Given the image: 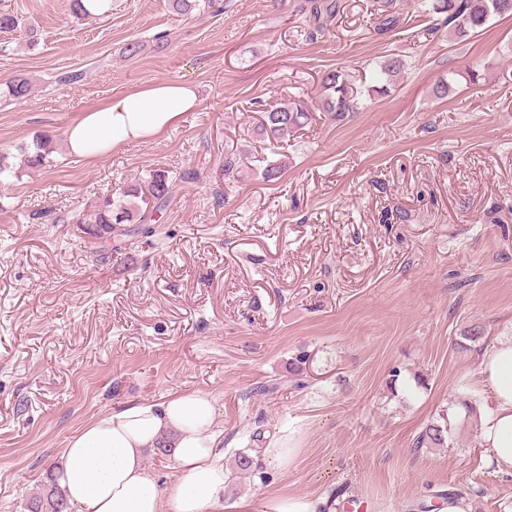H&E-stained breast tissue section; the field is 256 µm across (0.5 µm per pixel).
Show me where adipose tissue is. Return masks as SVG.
<instances>
[{
  "instance_id": "1",
  "label": "adipose tissue",
  "mask_w": 512,
  "mask_h": 512,
  "mask_svg": "<svg viewBox=\"0 0 512 512\" xmlns=\"http://www.w3.org/2000/svg\"><path fill=\"white\" fill-rule=\"evenodd\" d=\"M198 104L193 85L156 81L85 112L66 132L67 154L102 159L120 144L161 135ZM475 382L488 397L479 415L488 461L512 475V336L483 353ZM215 415L214 398L200 391L105 413L69 439L59 483L78 512H212L231 478L218 451L223 433ZM170 434L184 478L165 492L144 455Z\"/></svg>"
}]
</instances>
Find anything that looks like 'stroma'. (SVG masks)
I'll use <instances>...</instances> for the list:
<instances>
[{
	"label": "stroma",
	"mask_w": 512,
	"mask_h": 512,
	"mask_svg": "<svg viewBox=\"0 0 512 512\" xmlns=\"http://www.w3.org/2000/svg\"><path fill=\"white\" fill-rule=\"evenodd\" d=\"M222 2L112 0L79 18L71 0H0L21 20L0 36V83L31 84L0 97V512H25L81 427L184 391L216 400L223 512L291 496L409 512L463 487L471 512H501L512 476L489 465L477 414L452 418L447 447L414 440L512 336V16L459 39L393 0L380 35L382 0H338L315 36L301 0ZM392 54L406 73L389 93L340 120L321 112L324 71L359 83ZM160 79L193 84L197 109L107 158L67 157L83 112ZM293 100L313 119L271 149L259 108ZM39 136L54 151L34 167ZM156 169L197 178L176 182L153 236L69 223ZM245 449L256 465L241 473Z\"/></svg>",
	"instance_id": "1"
}]
</instances>
